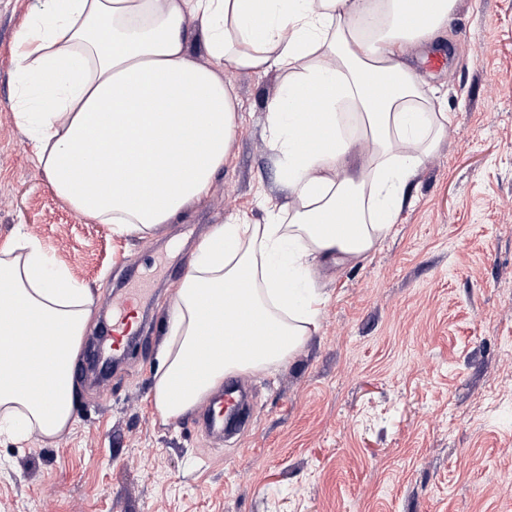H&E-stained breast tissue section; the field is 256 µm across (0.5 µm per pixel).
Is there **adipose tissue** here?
Here are the masks:
<instances>
[{"label": "adipose tissue", "instance_id": "1", "mask_svg": "<svg viewBox=\"0 0 512 512\" xmlns=\"http://www.w3.org/2000/svg\"><path fill=\"white\" fill-rule=\"evenodd\" d=\"M453 4L38 0L19 26L14 108L36 161L57 196L119 234L173 223L229 162L238 112L225 67L282 78L266 124L288 200L264 223L215 225L197 248L154 375L162 422L225 377L289 358L317 328L320 300L303 287L313 263L358 261L395 224L446 120L403 57L440 34ZM194 29L207 62L191 54ZM92 315L89 290L34 241L0 247V430L50 442L68 430ZM19 331L35 344H2Z\"/></svg>", "mask_w": 512, "mask_h": 512}]
</instances>
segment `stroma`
Returning a JSON list of instances; mask_svg holds the SVG:
<instances>
[{
    "label": "stroma",
    "mask_w": 512,
    "mask_h": 512,
    "mask_svg": "<svg viewBox=\"0 0 512 512\" xmlns=\"http://www.w3.org/2000/svg\"><path fill=\"white\" fill-rule=\"evenodd\" d=\"M33 3L0 0V243L22 231L92 289L87 342L134 287L164 325L214 225L264 222L284 199L265 112L280 77L225 69L239 129L209 196L120 236L56 195L17 121L11 49ZM408 62L450 121L390 234L359 262L316 263L317 330L233 375L245 427L213 436L195 409L162 423L150 340L75 378L57 441L0 434V512H512V0H455Z\"/></svg>",
    "instance_id": "obj_1"
}]
</instances>
